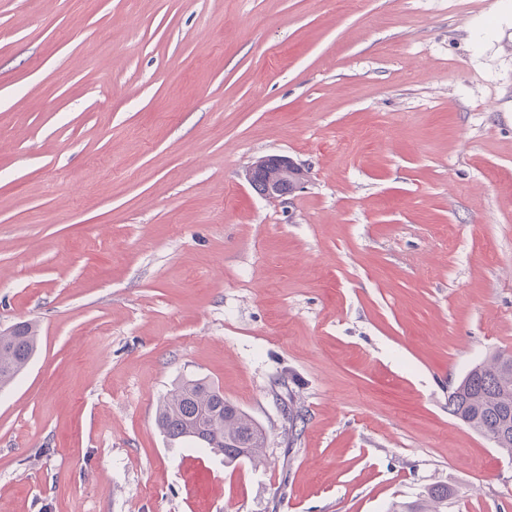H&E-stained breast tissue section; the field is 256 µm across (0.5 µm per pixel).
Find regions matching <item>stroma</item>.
<instances>
[{
    "mask_svg": "<svg viewBox=\"0 0 512 512\" xmlns=\"http://www.w3.org/2000/svg\"><path fill=\"white\" fill-rule=\"evenodd\" d=\"M308 170L267 200L258 158ZM0 512H512V0H0ZM202 378L264 461L159 431ZM302 418L290 423L289 411ZM37 330L32 323H19L0 331V388L12 383L25 369L37 349ZM448 411L512 456V354L472 367L448 394ZM454 498L455 491L448 485L431 484L414 500L392 502L388 512H448Z\"/></svg>",
    "mask_w": 512,
    "mask_h": 512,
    "instance_id": "stroma-1",
    "label": "stroma"
}]
</instances>
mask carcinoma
Segmentation results:
<instances>
[{
  "label": "carcinoma",
  "mask_w": 512,
  "mask_h": 512,
  "mask_svg": "<svg viewBox=\"0 0 512 512\" xmlns=\"http://www.w3.org/2000/svg\"><path fill=\"white\" fill-rule=\"evenodd\" d=\"M36 327L27 322L0 331V388L12 383L37 349ZM448 411L512 456V354L499 352L472 367L448 394ZM156 423L172 442H191L224 456V463L265 456L263 428L203 379H183L159 399ZM455 491L431 484L388 512H448Z\"/></svg>",
  "instance_id": "carcinoma-1"
}]
</instances>
